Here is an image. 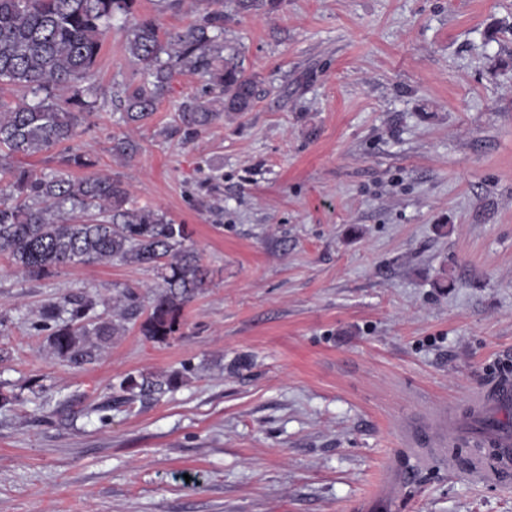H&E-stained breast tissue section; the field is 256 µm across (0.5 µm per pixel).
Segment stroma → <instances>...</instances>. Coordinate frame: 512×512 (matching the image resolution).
I'll return each instance as SVG.
<instances>
[{"mask_svg":"<svg viewBox=\"0 0 512 512\" xmlns=\"http://www.w3.org/2000/svg\"><path fill=\"white\" fill-rule=\"evenodd\" d=\"M113 23L81 144L131 203L187 225L208 271L177 332L143 324L161 282L119 260L29 280L0 252V512H512L476 484L471 397L512 376V0H277L224 26L249 112L187 133L180 75L138 130ZM133 133L121 160L114 138ZM139 295L123 316V287ZM120 324L98 358L32 329L55 298ZM179 373L181 380L165 386ZM150 384L116 398L127 376ZM454 407L452 449L403 430Z\"/></svg>","mask_w":512,"mask_h":512,"instance_id":"35a3bbf8","label":"stroma"}]
</instances>
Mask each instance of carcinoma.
Segmentation results:
<instances>
[{
  "instance_id": "obj_1",
  "label": "carcinoma",
  "mask_w": 512,
  "mask_h": 512,
  "mask_svg": "<svg viewBox=\"0 0 512 512\" xmlns=\"http://www.w3.org/2000/svg\"><path fill=\"white\" fill-rule=\"evenodd\" d=\"M136 0H0V85L22 92L13 106L0 105V251L9 253L25 279L51 276L61 267L114 259L151 267L162 279L143 325L146 336L164 340L180 326L183 305L206 284L187 226L155 210L131 205L118 177L75 178L89 166L77 141L97 107L90 83L112 20L134 16ZM229 15L207 11L184 29L163 30L149 17L127 27L126 51L141 65V83L119 96L124 121L149 119L185 72L208 77L213 96L183 106L180 123L189 132L206 128L225 112L243 113L255 100L246 75L222 35ZM59 151L62 169L37 172L16 159ZM138 150L129 136L114 140L113 153ZM97 298L63 296L39 311L35 330L48 332L52 353L73 364L97 357L99 343L120 330L97 321Z\"/></svg>"
}]
</instances>
